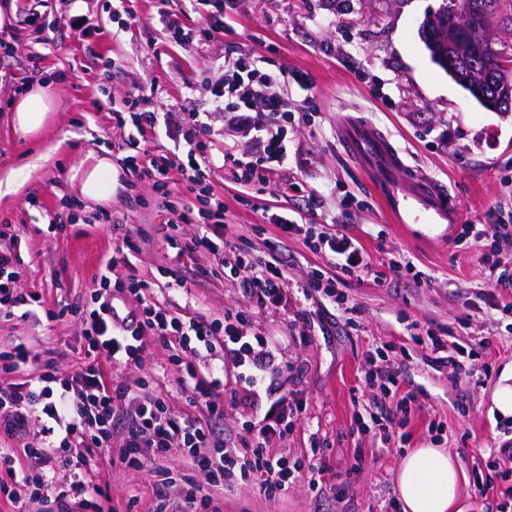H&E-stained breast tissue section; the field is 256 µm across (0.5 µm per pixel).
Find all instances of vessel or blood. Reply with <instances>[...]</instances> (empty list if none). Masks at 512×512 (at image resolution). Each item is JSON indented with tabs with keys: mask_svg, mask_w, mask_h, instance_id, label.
I'll use <instances>...</instances> for the list:
<instances>
[{
	"mask_svg": "<svg viewBox=\"0 0 512 512\" xmlns=\"http://www.w3.org/2000/svg\"><path fill=\"white\" fill-rule=\"evenodd\" d=\"M340 137L349 153L376 176L381 191L394 206L398 223L420 224L431 234L445 236L454 212L445 186L422 177L398 179L401 160L387 137L371 125L345 123Z\"/></svg>",
	"mask_w": 512,
	"mask_h": 512,
	"instance_id": "vessel-or-blood-1",
	"label": "vessel or blood"
}]
</instances>
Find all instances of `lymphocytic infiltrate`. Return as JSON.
Instances as JSON below:
<instances>
[{
    "mask_svg": "<svg viewBox=\"0 0 512 512\" xmlns=\"http://www.w3.org/2000/svg\"><path fill=\"white\" fill-rule=\"evenodd\" d=\"M238 0H204L206 23L199 30L169 24L174 42L193 37H209L223 30L224 21L236 9ZM304 87L306 75L300 71H263L248 53H225L224 84L216 92L224 103L229 124L250 137L251 155L239 158L225 152L224 164L234 169L236 182L245 189L269 182L280 174L288 157L287 134L275 122L287 118L291 108L282 85ZM188 132L174 148L156 153L128 156V170L138 178L165 189L170 171H178L191 196L173 209L165 223L155 225V236L167 247L179 248L180 227L201 218L202 229L191 241L219 260L257 308H293L295 322L308 330L328 333L327 321L315 311L300 306L285 271L279 246H272L267 260L254 259L234 241L224 222V199L211 192L208 172L214 163L208 140L196 132L207 129L200 113L184 115ZM269 221L281 235L301 237L310 251L327 258L343 275L379 284L411 273L424 282V272L415 270L407 259L392 260L387 268L374 269L370 256L354 237L324 224H301L281 214ZM123 250H116L104 265L98 288L87 301L64 303L48 311L49 319L67 316L77 319L83 339L84 358L65 378L50 370L17 382L13 376L30 361L31 352L18 343L0 352V503L17 512L23 503L17 486L29 489V497L41 503L43 512H105L106 498L94 475L87 470L91 456L108 452L114 432H121L118 462L128 471L151 472L153 512H221L219 498L239 484H251L265 494L287 491L299 474L306 472L310 483H318L322 470L316 464L289 462L277 448L291 431L300 411L301 399L279 390L271 368L276 349L266 337L252 329L246 317L225 313L223 318L203 314L188 316L174 311L156 296L151 282L128 275L111 281L109 274L120 264H128ZM20 260L11 248L0 244V317L10 318L16 309L38 305L37 295L21 292L17 286ZM131 296L137 308L120 316L116 296ZM428 366L447 369L457 383L481 384L489 376L482 357L487 340L474 344L444 341L428 335ZM168 351L169 361L180 366L179 392L190 410L174 412L168 394L154 391L147 381L114 380L108 365H139L148 343ZM246 380L249 398L259 410L243 427L252 440L243 445L224 441V399L227 377ZM367 385H379L370 400L371 418L386 435L397 434L404 421L399 416L407 396L399 394V374L370 368ZM43 418L36 440L26 438L32 419ZM21 444L26 458L39 463L55 457L59 467L68 469L72 481L68 489L50 493L45 474L18 468L13 446ZM203 473L206 486L197 485L192 473ZM474 487L490 499L491 512H512V438L491 451L484 471L476 473Z\"/></svg>",
    "mask_w": 512,
    "mask_h": 512,
    "instance_id": "f902f5d3",
    "label": "lymphocytic infiltrate"
}]
</instances>
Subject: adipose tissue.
<instances>
[{
  "mask_svg": "<svg viewBox=\"0 0 512 512\" xmlns=\"http://www.w3.org/2000/svg\"><path fill=\"white\" fill-rule=\"evenodd\" d=\"M51 109L48 93L32 88L18 97L13 121L24 133L42 128ZM403 512H462L461 470L442 448H419L406 455L395 474Z\"/></svg>",
  "mask_w": 512,
  "mask_h": 512,
  "instance_id": "1",
  "label": "adipose tissue"
}]
</instances>
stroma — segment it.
<instances>
[{
  "label": "stroma",
  "mask_w": 512,
  "mask_h": 512,
  "mask_svg": "<svg viewBox=\"0 0 512 512\" xmlns=\"http://www.w3.org/2000/svg\"><path fill=\"white\" fill-rule=\"evenodd\" d=\"M442 2L239 0L224 31L204 43L178 45L169 42L167 25L203 26L206 8L196 0H124L126 11L119 15L113 0H0V243L13 245L21 259L19 288L43 301L25 317L0 319V349L35 340L50 352L57 376L69 375L83 356L80 326L71 317L50 320L46 312L89 297L105 257L131 236L137 245L131 269L139 277L163 285L159 268L169 265L191 289L187 296L164 289L172 305L211 318L242 312L277 345L282 390L303 400L300 419L278 453L292 462L319 459V486L301 476L271 497L242 484L225 495L224 512H392L398 465L413 449L427 447L456 457L463 512H487L473 479L489 449L504 439L491 398L502 372L512 367V330L468 308L465 293L483 287L494 257L512 256V246L500 243L494 254L457 235L462 225L495 224L501 217L503 180L512 178V113L486 110L431 60L419 26ZM30 13L37 24H26ZM76 15L87 19V29L70 28ZM335 40L340 51H327ZM229 48L310 78L308 91L284 88L301 105L288 115V158L279 178L255 187L243 202L230 168L218 163L211 170L210 186L224 198V221L235 226L239 246L264 257L267 240L279 235L267 211L303 214L317 195L323 201L318 223L356 237L373 265L406 256L432 275L431 284L408 276L382 285L340 279L323 256L289 238L292 286L310 289L311 308L336 320L331 335L308 336L293 326L291 311L256 308L229 274L218 272L208 252L166 259L149 231L166 221L168 207L185 201L186 186L175 173L161 193L128 171L124 159L136 130L116 127L112 111L140 95L143 107L167 113L173 136L184 130L183 113L205 112L216 150L248 152L249 140L225 129L214 101ZM116 59L118 71L112 68ZM36 85L47 86L53 109L36 134L26 135L13 122V104ZM343 119L369 122L387 135L404 162L403 178L422 175L447 187L458 208L446 240L393 223L379 190L338 139ZM103 155L111 157L118 181L110 201L94 203L79 189L85 171ZM59 214L68 219L60 230L51 226ZM202 268L209 276H199ZM128 270L118 269L117 278ZM316 270L337 278V290L356 304L358 328L346 325L333 301L316 291ZM428 330L468 342L489 338L488 379L479 386L457 384L447 371L427 366L418 338ZM372 361L401 367V389L414 396L406 438L388 453L379 430L361 421L370 408L364 371ZM124 375L172 391V409L187 411L175 391L179 372L160 346L149 345L141 366ZM433 422L443 424L440 435L429 432ZM91 465L114 512H127L133 498L137 512H148L150 473L123 470L108 454Z\"/></svg>",
  "instance_id": "stroma-1"
}]
</instances>
